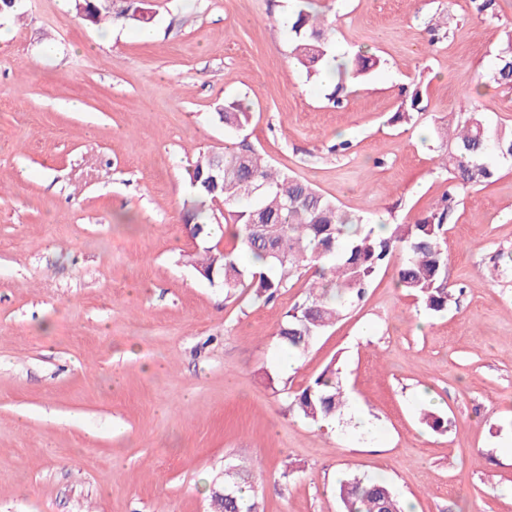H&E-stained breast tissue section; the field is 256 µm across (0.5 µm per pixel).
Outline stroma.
Segmentation results:
<instances>
[{
  "mask_svg": "<svg viewBox=\"0 0 512 512\" xmlns=\"http://www.w3.org/2000/svg\"><path fill=\"white\" fill-rule=\"evenodd\" d=\"M294 4L147 0V41L85 24L74 0L0 17V512H207L229 462L252 469L261 512H342L348 473L415 512H512V166L460 195L447 313L384 268L287 374L275 333L307 276L269 303L226 296L189 265L204 242L183 210L188 168L231 137L218 108L242 98V136L274 168L349 214L413 223L448 191L433 130L466 97L512 128V89L489 79L512 0L491 17L480 0H316L338 57L381 60L338 106L291 56ZM417 86L426 111L390 125ZM331 361L373 436L289 411Z\"/></svg>",
  "mask_w": 512,
  "mask_h": 512,
  "instance_id": "obj_1",
  "label": "stroma"
}]
</instances>
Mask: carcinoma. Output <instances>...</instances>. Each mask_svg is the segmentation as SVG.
Listing matches in <instances>:
<instances>
[{
	"label": "carcinoma",
	"mask_w": 512,
	"mask_h": 512,
	"mask_svg": "<svg viewBox=\"0 0 512 512\" xmlns=\"http://www.w3.org/2000/svg\"><path fill=\"white\" fill-rule=\"evenodd\" d=\"M110 10L102 0H76L81 19L97 25L120 19L148 27L153 16L142 13V0H121ZM293 34L291 56L308 75L329 68L334 82L328 100L343 103L348 84L380 68L381 61L368 50L340 62L333 54L335 26L328 17L311 11L308 0L285 21ZM492 79L512 84V33L492 66ZM425 111L423 94L415 89L405 96L394 121L409 123L414 113ZM218 118L230 130L242 131L252 119L239 100L224 102ZM440 166L450 187L438 205L411 224H387L379 234L363 219L343 211L335 201L287 173H278L259 152L242 140L232 149L212 153L196 162L190 173L192 196L184 202L186 221L193 222L192 237L208 239L215 225L208 222L207 204L224 202V221L237 227L231 245L214 244L195 263L196 271L231 297L248 290L256 300L269 302L290 281L312 272V283L302 299L289 308L276 336L295 356L309 346L339 317L364 299L376 273L396 255L397 285L419 299L432 314L448 310L456 289L448 286L447 256L443 239L448 220L459 205L458 190L486 185L503 165L512 163V130H492L482 113L469 103L467 117L453 130ZM289 407L314 422H329L343 414L345 393L334 365L305 387L289 395ZM424 424L445 432L448 419L423 412ZM337 495L343 512H402L401 503L385 482L356 475L339 482ZM214 512H258L259 502L251 472L224 467L222 485L212 490Z\"/></svg>",
	"instance_id": "carcinoma-1"
}]
</instances>
